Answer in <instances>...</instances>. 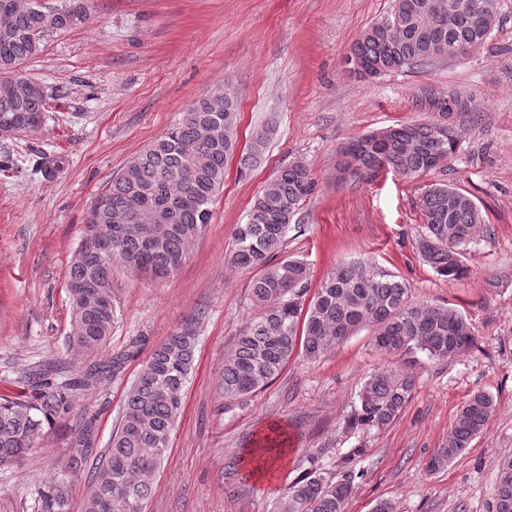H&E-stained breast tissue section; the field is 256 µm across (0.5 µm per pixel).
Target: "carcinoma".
Returning <instances> with one entry per match:
<instances>
[{"instance_id":"cac0c4a2","label":"carcinoma","mask_w":512,"mask_h":512,"mask_svg":"<svg viewBox=\"0 0 512 512\" xmlns=\"http://www.w3.org/2000/svg\"><path fill=\"white\" fill-rule=\"evenodd\" d=\"M36 0H0V122L28 133L45 121L44 88L24 75L23 64L40 54L47 39L86 25L88 0H64L50 21ZM472 0H394L390 18L371 26L351 50V58L387 73L438 60L440 45L477 46L491 34L489 19L465 9ZM454 5L453 24L442 13ZM217 85L191 102L182 121L130 159L95 199L69 269L73 310L72 342L84 349L104 345L112 335L116 306L112 268L157 279L180 268L212 220V206L224 188L225 166L240 155V169L263 157L275 128L254 133L238 151L237 98ZM356 171L371 179L389 171L406 179L449 160L458 142L434 121L407 122L350 140ZM309 168H283L255 197L246 222L237 226L229 261L257 270L250 293L258 315L241 326L224 353L221 389L233 403L251 397L277 378L296 354L315 359L357 328H374V347L386 355L420 351L439 360L454 358L476 341L469 320L455 309L417 303L397 276L365 261L338 263L315 289L307 264L284 255L290 224L312 194ZM422 259L441 277L458 281L468 273L465 255L483 222L480 208L465 191L445 183L426 186L419 200ZM197 336L181 327L155 345L134 382L125 413L112 432L104 459L96 463L85 497V512H142L153 477L169 450L195 361ZM32 396L0 398V467L26 461L45 426L71 406L68 394L36 368L28 375ZM415 380L389 368L370 373L362 385L353 425L381 429L397 420L412 398ZM495 410L492 396L475 391L459 409L443 446L428 462L433 471L448 466L471 446ZM324 450L308 452L302 470L272 512H345L362 478L347 468L332 472ZM491 512H512V457L501 460Z\"/></svg>"}]
</instances>
